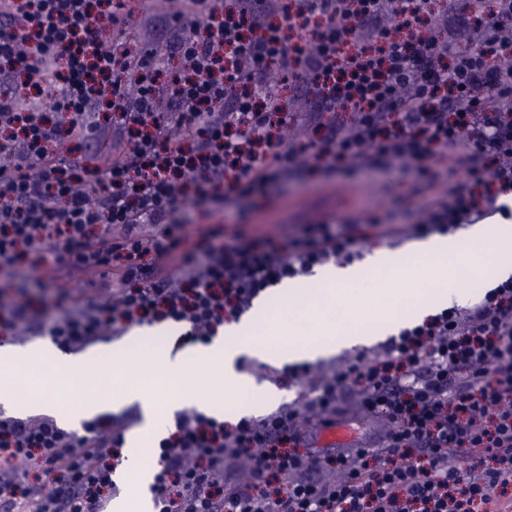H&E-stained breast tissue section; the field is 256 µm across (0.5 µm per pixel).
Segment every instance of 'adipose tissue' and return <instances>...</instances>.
<instances>
[{
    "label": "adipose tissue",
    "instance_id": "1",
    "mask_svg": "<svg viewBox=\"0 0 512 512\" xmlns=\"http://www.w3.org/2000/svg\"><path fill=\"white\" fill-rule=\"evenodd\" d=\"M465 240L478 247L492 244L494 275L502 279L512 276V224H474L463 237H435L417 244V252L434 260L440 274L437 290L427 300H420L418 293L407 292L403 286L407 270L391 267L388 256L377 251L358 264L316 269L314 278L321 284L318 294H310L292 284L283 285L281 291L288 297L287 317L274 316L268 307L259 303L211 343L175 356L164 351L150 358L139 354L143 331L138 328L124 344L112 350L114 357L136 364L137 376L108 377L106 387L91 385L88 394L77 402L37 403L28 397L19 398L12 386L4 384L0 386V404L18 412L44 410L62 423L76 425L104 408L136 403L141 409L143 430L156 434L170 429L175 411L187 405L222 414L225 393L245 392L255 387L252 379L234 368L242 355L272 363L315 361L333 355L342 347L370 343L366 328L347 322L341 313L344 287L361 285L367 272L386 273L389 280L390 286L380 298L381 309L388 313L384 321L388 331L398 324L391 314L396 306H410L412 316L423 318L441 307L468 303L471 296L462 288L458 270L452 265L454 255ZM310 313L316 314L320 322L319 331L313 336L307 335L303 327V320ZM242 333L252 334V343L236 342V335ZM218 359L224 363L223 371L209 381L207 390H200L186 369L187 361L207 364ZM152 382L179 386L180 394L172 400L159 401L148 393L147 386Z\"/></svg>",
    "mask_w": 512,
    "mask_h": 512
}]
</instances>
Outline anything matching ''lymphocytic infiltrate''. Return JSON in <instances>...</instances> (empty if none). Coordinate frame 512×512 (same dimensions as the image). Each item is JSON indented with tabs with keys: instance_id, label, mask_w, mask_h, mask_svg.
<instances>
[{
	"instance_id": "1",
	"label": "lymphocytic infiltrate",
	"mask_w": 512,
	"mask_h": 512,
	"mask_svg": "<svg viewBox=\"0 0 512 512\" xmlns=\"http://www.w3.org/2000/svg\"><path fill=\"white\" fill-rule=\"evenodd\" d=\"M178 2L170 38L134 49L99 24L132 18L126 0H0V273L75 305L42 321L0 292L1 336L75 352L172 322L178 346L206 344L372 231L512 217V0L490 19L430 0ZM376 171L413 178L392 209L361 210ZM302 172L321 177L313 197L273 193ZM191 208L216 232L182 231ZM277 209L294 234L261 225ZM282 376L302 392L266 416L176 417L155 512H512V278L374 355ZM359 418L361 445L307 440ZM124 443L108 414L79 433L1 415L0 512H107Z\"/></svg>"
}]
</instances>
